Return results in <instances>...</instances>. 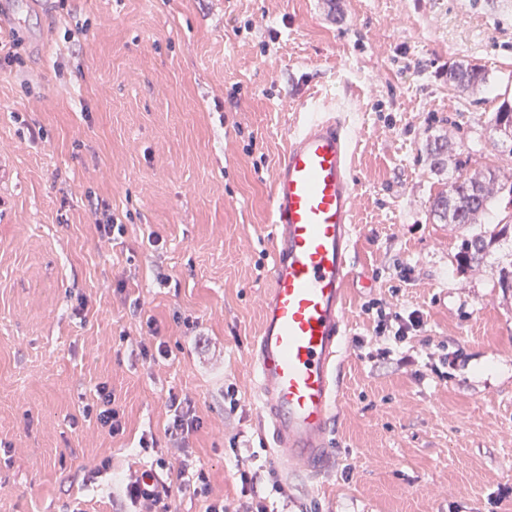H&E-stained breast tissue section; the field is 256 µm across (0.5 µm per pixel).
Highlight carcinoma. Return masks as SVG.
Listing matches in <instances>:
<instances>
[{
    "label": "carcinoma",
    "instance_id": "carcinoma-1",
    "mask_svg": "<svg viewBox=\"0 0 512 512\" xmlns=\"http://www.w3.org/2000/svg\"><path fill=\"white\" fill-rule=\"evenodd\" d=\"M487 81V73L481 67L459 62L448 69V83L467 90ZM491 124L499 130L500 141L512 142V101L503 102L491 118ZM435 166L444 164L445 157L455 151L454 144L447 139L437 138L428 145ZM508 193L512 204V181L498 179L490 168L475 169L471 172L458 171L450 189L438 193L431 201V212L446 224H472L476 216L489 210L501 194ZM512 226L505 224L500 231L478 232L464 239L458 260L462 265L478 262L484 258L498 233L506 232Z\"/></svg>",
    "mask_w": 512,
    "mask_h": 512
}]
</instances>
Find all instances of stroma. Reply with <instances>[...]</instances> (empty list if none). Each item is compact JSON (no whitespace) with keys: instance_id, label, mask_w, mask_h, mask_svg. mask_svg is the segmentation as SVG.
I'll return each instance as SVG.
<instances>
[{"instance_id":"1","label":"stroma","mask_w":512,"mask_h":512,"mask_svg":"<svg viewBox=\"0 0 512 512\" xmlns=\"http://www.w3.org/2000/svg\"><path fill=\"white\" fill-rule=\"evenodd\" d=\"M1 25L25 64L0 70V512H112L128 467L156 457L141 435L164 442L172 395L194 404L211 498L237 499L241 466L283 480L250 348L274 169L298 113L328 107L356 183L343 395L336 464L287 485L288 508L512 512V288L498 284L512 232L481 264L457 261L512 206L441 223L430 202L456 172L425 152L445 136L468 169L512 176L490 124L512 100V0H5ZM459 60L487 85L451 86ZM98 199L121 236L100 237ZM379 307L424 325L391 346ZM103 382L114 437L82 416Z\"/></svg>"}]
</instances>
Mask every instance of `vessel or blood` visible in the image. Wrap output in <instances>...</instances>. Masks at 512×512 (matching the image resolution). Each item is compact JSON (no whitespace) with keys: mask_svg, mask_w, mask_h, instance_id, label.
<instances>
[{"mask_svg":"<svg viewBox=\"0 0 512 512\" xmlns=\"http://www.w3.org/2000/svg\"><path fill=\"white\" fill-rule=\"evenodd\" d=\"M351 144L336 110L300 114L272 185L271 286L251 360L268 449L292 479L317 480L335 464L353 276Z\"/></svg>","mask_w":512,"mask_h":512,"instance_id":"obj_1","label":"vessel or blood"}]
</instances>
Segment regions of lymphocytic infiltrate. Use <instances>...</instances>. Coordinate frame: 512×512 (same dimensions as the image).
Returning a JSON list of instances; mask_svg holds the SVG:
<instances>
[{"label":"lymphocytic infiltrate","mask_w":512,"mask_h":512,"mask_svg":"<svg viewBox=\"0 0 512 512\" xmlns=\"http://www.w3.org/2000/svg\"><path fill=\"white\" fill-rule=\"evenodd\" d=\"M113 402L112 390L107 384H100L91 401L84 406L83 414L116 436L123 433L124 425ZM170 409L172 414L165 428L164 453L150 468L129 470L123 479L122 503L128 512H172L178 486L166 472L174 461L179 464V473L192 475L194 495L206 498L205 512H269L266 504L268 495L285 496L286 490L281 483H273L270 491H263L260 471L241 468L237 471L240 496L235 502L227 504L209 499V476L204 469L194 468L192 461L190 437L198 428L194 406L191 400L174 399L170 402Z\"/></svg>","instance_id":"1"}]
</instances>
